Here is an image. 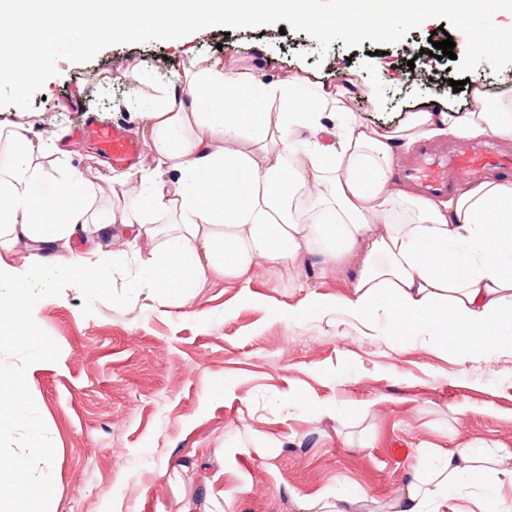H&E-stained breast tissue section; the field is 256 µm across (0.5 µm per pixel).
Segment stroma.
Masks as SVG:
<instances>
[{"mask_svg":"<svg viewBox=\"0 0 512 512\" xmlns=\"http://www.w3.org/2000/svg\"><path fill=\"white\" fill-rule=\"evenodd\" d=\"M431 32L423 24L398 42L350 49L337 40L323 56L306 33L276 24L113 45L86 63L59 62L30 109L0 107V125L23 124L58 148L44 162L51 176L113 175L89 115L142 137L145 115L127 89L157 101L189 62L220 57L246 70L262 57L273 62L269 83L364 85L374 99L346 98L347 112L391 129L426 95L473 103L470 86L437 83L455 78L464 35L452 31L455 56L438 59ZM93 208L84 248L100 289L71 287L64 275L39 285L33 341L0 342V369L26 381L16 425L0 431L12 512H297L296 498L324 496L353 498L351 512H391L421 445L439 457L466 444L512 451L511 353L464 360L428 336L392 345L343 306L349 274L310 262L289 273L260 264L249 284L216 278L187 299L133 287L110 253L131 262L158 240L104 232L109 192ZM309 291L328 305L288 314ZM288 390L330 414L287 406ZM264 435L280 445L260 458L252 448ZM21 455L19 479L8 463Z\"/></svg>","mask_w":512,"mask_h":512,"instance_id":"obj_1","label":"stroma"}]
</instances>
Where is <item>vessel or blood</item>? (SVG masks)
Wrapping results in <instances>:
<instances>
[{
  "instance_id": "b4317fda",
  "label": "vessel or blood",
  "mask_w": 512,
  "mask_h": 512,
  "mask_svg": "<svg viewBox=\"0 0 512 512\" xmlns=\"http://www.w3.org/2000/svg\"><path fill=\"white\" fill-rule=\"evenodd\" d=\"M101 151L116 165L141 156L140 143L132 133L101 121H91ZM512 166V149L497 142L477 141L448 145L420 143L412 163L402 172L403 179L425 197L448 195L463 181L478 178L490 168Z\"/></svg>"
}]
</instances>
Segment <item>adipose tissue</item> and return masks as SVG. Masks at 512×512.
<instances>
[{"instance_id":"adipose-tissue-1","label":"adipose tissue","mask_w":512,"mask_h":512,"mask_svg":"<svg viewBox=\"0 0 512 512\" xmlns=\"http://www.w3.org/2000/svg\"><path fill=\"white\" fill-rule=\"evenodd\" d=\"M280 99L272 114L265 101ZM456 115L447 100H415L404 122L383 133L337 112L306 82L267 84L225 67L189 64L181 84L147 113L156 158L136 193L113 180L119 221L133 237L160 238L146 261L124 266L138 287L189 291L212 276L250 282L257 264L283 272L315 259L352 274L344 305L362 324L384 323L393 342L431 336L467 356L512 351V179H488L442 203L397 192L389 163L397 151L440 133L512 141V93L472 90ZM336 112L333 126L324 113ZM243 139L245 150L231 149ZM224 149H216V142ZM0 163V335L31 314V272L65 268L74 287L98 289L87 254L54 253L83 240L93 221L84 205L98 183L69 169L49 177L50 148L17 126ZM29 270L10 260L18 244ZM494 468L512 484V453L490 460L466 445L445 453L399 491L393 512L444 505L458 485Z\"/></svg>"}]
</instances>
